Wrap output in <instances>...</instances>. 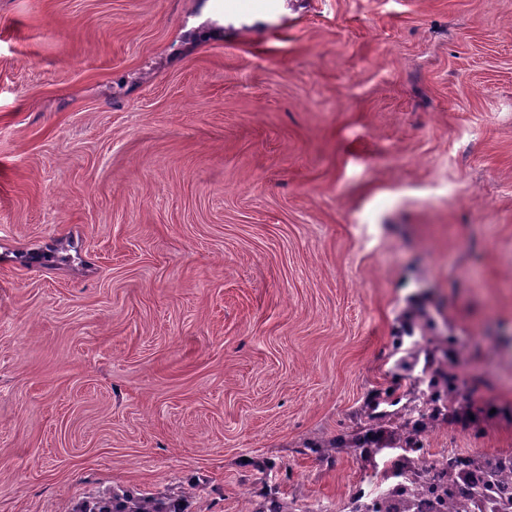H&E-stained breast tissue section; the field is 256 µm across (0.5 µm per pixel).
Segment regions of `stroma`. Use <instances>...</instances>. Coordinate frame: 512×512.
I'll list each match as a JSON object with an SVG mask.
<instances>
[{"instance_id": "35a3bbf8", "label": "stroma", "mask_w": 512, "mask_h": 512, "mask_svg": "<svg viewBox=\"0 0 512 512\" xmlns=\"http://www.w3.org/2000/svg\"><path fill=\"white\" fill-rule=\"evenodd\" d=\"M224 2L0 0V512H344L417 308L512 409V0ZM248 512H293L294 501H287L277 486L263 485L249 499ZM169 499L133 491L112 492L111 496H100L76 506H68L64 512H186L182 500Z\"/></svg>"}]
</instances>
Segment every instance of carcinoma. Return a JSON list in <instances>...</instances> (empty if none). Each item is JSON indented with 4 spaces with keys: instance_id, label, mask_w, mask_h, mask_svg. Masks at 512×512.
Wrapping results in <instances>:
<instances>
[{
    "instance_id": "carcinoma-1",
    "label": "carcinoma",
    "mask_w": 512,
    "mask_h": 512,
    "mask_svg": "<svg viewBox=\"0 0 512 512\" xmlns=\"http://www.w3.org/2000/svg\"><path fill=\"white\" fill-rule=\"evenodd\" d=\"M408 370L421 367L428 378V389L413 386L401 389L396 383L386 389L371 392L364 402L357 422L350 431L316 442L306 443L298 453L316 455L325 462H334L340 455L369 459L373 452L388 442L403 451L392 464L394 475L405 477L411 460L406 454L426 447L428 437L444 423L466 428L476 424L475 401L459 398L461 380L457 373V354L448 353L445 342L435 336H422L413 347L406 349ZM469 471L475 473L489 489L503 491L499 498L484 497L478 501L454 496V487L466 479L458 471L461 462L448 463L446 472L433 478L424 476L399 501L374 497L363 505V512H421L425 507L435 512H512V466L506 467L479 452L466 454ZM186 495L169 499L133 491L114 492L76 506L64 512H186L182 500ZM248 512H293L294 502L286 500L279 488L264 485L249 499Z\"/></svg>"
}]
</instances>
